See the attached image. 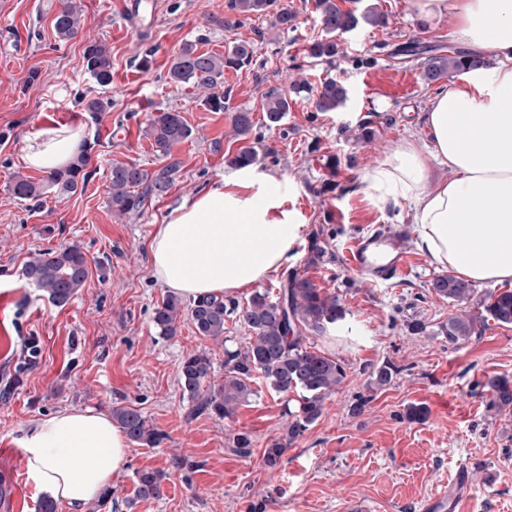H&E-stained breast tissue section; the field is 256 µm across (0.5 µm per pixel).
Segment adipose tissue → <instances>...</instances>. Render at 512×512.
Listing matches in <instances>:
<instances>
[{"label":"adipose tissue","instance_id":"1","mask_svg":"<svg viewBox=\"0 0 512 512\" xmlns=\"http://www.w3.org/2000/svg\"><path fill=\"white\" fill-rule=\"evenodd\" d=\"M428 22L450 14L460 37L492 65L463 73L421 117L429 144L405 141L366 177L378 202H410L418 247L436 266L474 281H512V0H416ZM81 135L39 130L23 160L41 172L66 166ZM450 177L432 181L433 166ZM289 185L252 169L222 178L173 208L149 248L154 275L196 299L236 293L287 263L300 227L285 207ZM36 491L72 506L97 499L128 453L104 413L64 409L20 441Z\"/></svg>","mask_w":512,"mask_h":512}]
</instances>
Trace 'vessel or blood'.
Listing matches in <instances>:
<instances>
[{"label": "vessel or blood", "instance_id": "obj_1", "mask_svg": "<svg viewBox=\"0 0 512 512\" xmlns=\"http://www.w3.org/2000/svg\"><path fill=\"white\" fill-rule=\"evenodd\" d=\"M408 235V226L396 225L360 236L346 253L347 264L375 285L401 278L408 271L404 248ZM470 488L467 468L459 467L451 489L426 499L423 512H459Z\"/></svg>", "mask_w": 512, "mask_h": 512}]
</instances>
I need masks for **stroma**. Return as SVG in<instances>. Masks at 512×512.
Here are the masks:
<instances>
[{"label": "stroma", "instance_id": "stroma-1", "mask_svg": "<svg viewBox=\"0 0 512 512\" xmlns=\"http://www.w3.org/2000/svg\"><path fill=\"white\" fill-rule=\"evenodd\" d=\"M280 2L297 13L294 30L283 31L266 14L229 31L210 24L228 0H141L135 16L130 0H82L84 28L61 43L52 28L53 0H0V512H38L41 497L19 446L32 425L63 409L106 412L116 403L140 409L163 440L130 445L110 483L118 510L92 504L85 512H247L261 500L265 512H348L352 501L361 512H418L420 501L462 465L473 493L462 512H512V409L491 410L483 390L489 377L512 378V326L492 323L462 347H449L435 330L454 308L429 293L441 270L416 239L406 243L407 276L390 284L371 286L343 261L350 242L368 228L412 221L408 202L379 204L363 183L405 138L428 142L420 116L438 88L424 83L417 58L400 61L393 51L410 40L443 51L465 43L450 16L419 22L415 0H336L356 13L374 6L388 14L389 25L343 34L336 61L316 62L308 56L320 33L312 0ZM92 38L104 39L111 51L112 82L105 87L85 67L84 45ZM241 40L252 43L254 63L225 72L223 111L205 108L195 89L167 82L182 45L221 54ZM145 56L150 66H141ZM302 79L309 91L292 93ZM328 79L347 87L348 100L338 111L319 112L316 91ZM272 89L287 94L290 110L270 129L262 104ZM84 95L107 100V112L95 118L83 112ZM243 107L251 109L254 129L241 141L232 119ZM164 109L181 113L193 129L171 152L180 164L174 184L139 214L117 219L108 206L109 172L116 164L163 165L143 130ZM57 125L91 143L93 177L76 194L52 193L38 206L13 198L8 183L29 172L27 138ZM367 128L374 134L369 141L362 136ZM245 143L258 151L260 170L291 184L286 206L301 238L287 270L339 294L346 310L344 328L316 342L344 364L346 377L273 471L263 451L284 433L297 394L276 393L258 379L232 418L191 420L178 383L180 363L194 350L208 352L212 377L222 380L225 349L245 343L249 329L228 322L222 346L198 336L188 320L170 339L158 336L152 322L170 295L154 277L149 252L158 225L182 199L230 175L224 157ZM317 228L330 256L309 267L305 257ZM70 245L85 252L90 273L77 297L58 307L23 270L35 253ZM417 320L425 332L410 330ZM32 337L40 354L28 368L23 349ZM386 362L397 375L384 388L372 387V371ZM361 396L368 400L363 413L351 415ZM411 403L428 408L425 422L400 420ZM237 433L250 434L249 457L230 451ZM145 468L165 472L160 497L136 496L135 473Z\"/></svg>", "mask_w": 512, "mask_h": 512}]
</instances>
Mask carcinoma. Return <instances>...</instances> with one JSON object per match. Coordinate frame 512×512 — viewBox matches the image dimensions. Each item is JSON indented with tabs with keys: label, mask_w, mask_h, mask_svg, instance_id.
Instances as JSON below:
<instances>
[{
	"label": "carcinoma",
	"mask_w": 512,
	"mask_h": 512,
	"mask_svg": "<svg viewBox=\"0 0 512 512\" xmlns=\"http://www.w3.org/2000/svg\"><path fill=\"white\" fill-rule=\"evenodd\" d=\"M314 8L322 36L310 45L309 55L326 63L333 62L339 53L336 37L360 25L385 28L389 24L388 15L374 8L359 16L341 9L336 0H314ZM268 13L275 17V24L281 29L296 27V13L279 7L278 0H228V13L221 18L213 16L210 22L232 30L253 15ZM82 27L81 0H60V8L53 19L57 40L66 42L75 38ZM253 54V45L248 41L233 44L222 56L200 52L186 44L172 58L167 79L174 85H187L203 93L204 105L211 111L220 112L224 110L226 99L224 72L251 65ZM83 58L86 70L99 85L107 86L112 82V58L105 41L89 40ZM486 63L484 57L461 50L448 55L435 54L424 62V81L428 85L437 84ZM347 96L342 83L327 80L317 91L315 108L319 112L335 111L344 106ZM262 110L267 127L280 126L290 111L288 96L275 90L268 92ZM233 125L237 136L247 139L253 130L251 111L247 108L236 111ZM144 135L152 141L156 154L167 158L175 145L192 136V129L180 113L161 110L151 116ZM90 159V152L83 149L67 167L40 181L17 174L13 176L9 191L16 199L36 204L41 203L43 195L50 191L58 195L75 193L78 185L87 184ZM226 162L236 169L248 168L258 162V152L253 147L242 146L236 153L226 156ZM178 170L179 162L175 160L153 170L136 163L112 166L108 176V205L112 215L118 219L130 217L140 212L148 199L167 194ZM328 254L323 230H314L307 265L325 262ZM88 276V259L77 245L41 251L24 269V277L57 306L67 305L83 288ZM430 288L437 297L455 305L477 300L479 314L463 310L449 315L448 321L440 326V333L446 336L450 346L463 345L481 334L490 320L499 325H512L511 288H500L477 297L473 282L450 274L436 277ZM184 318L189 320L197 335L221 345L227 342L225 324L231 319L251 332L245 346L224 348V379L217 383L212 381L213 363L206 352L193 351L184 356L179 379L183 396L191 403L188 417L205 413L224 419L233 417L237 408L252 394L250 383L258 378L275 392L298 394L297 410L288 412L290 419L286 432L272 440L264 450L265 466L271 470L277 468L288 447L321 417L325 400L346 377V370L338 359L315 349L317 339L345 318L340 299L336 293L317 287L309 278L291 272L283 277L275 300L265 288L254 290L243 305L214 296L185 305L181 299L169 297L154 309L152 322L158 335L170 338L177 335L179 322ZM394 372L395 366L389 363L377 367L373 371L375 387L387 386ZM484 387L490 394L491 408L512 407L511 379L491 377ZM427 415L424 405L411 403L404 407L401 418L409 423H421ZM111 417L136 445L154 447L163 440L162 433L134 407L114 405ZM231 451L239 457L250 456V435H235ZM164 479V473L157 469L137 471V496L141 499L160 497Z\"/></svg>",
	"instance_id": "obj_1"
}]
</instances>
